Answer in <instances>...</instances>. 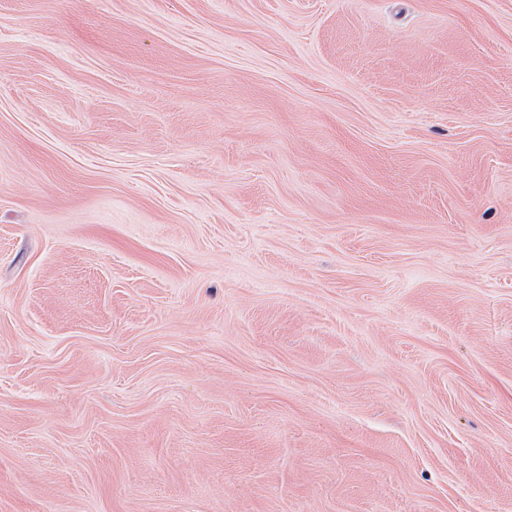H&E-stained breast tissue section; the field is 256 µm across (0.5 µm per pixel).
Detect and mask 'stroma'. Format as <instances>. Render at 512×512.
<instances>
[{
	"label": "stroma",
	"mask_w": 512,
	"mask_h": 512,
	"mask_svg": "<svg viewBox=\"0 0 512 512\" xmlns=\"http://www.w3.org/2000/svg\"><path fill=\"white\" fill-rule=\"evenodd\" d=\"M0 512H512V0H0Z\"/></svg>",
	"instance_id": "stroma-1"
}]
</instances>
